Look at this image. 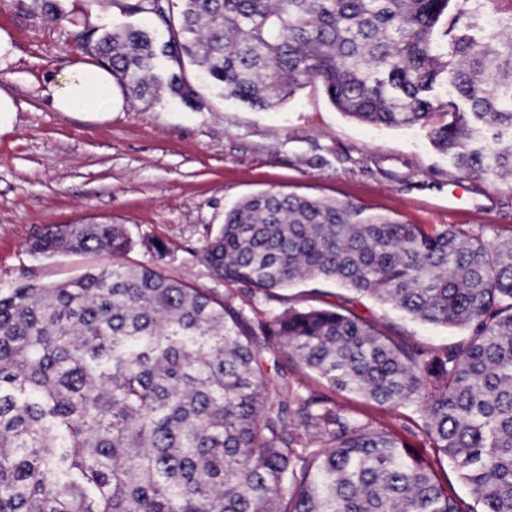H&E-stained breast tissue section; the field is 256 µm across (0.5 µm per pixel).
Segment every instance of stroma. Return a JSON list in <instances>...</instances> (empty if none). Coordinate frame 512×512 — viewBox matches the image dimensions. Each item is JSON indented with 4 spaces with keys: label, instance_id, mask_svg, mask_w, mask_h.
Listing matches in <instances>:
<instances>
[{
    "label": "stroma",
    "instance_id": "1",
    "mask_svg": "<svg viewBox=\"0 0 512 512\" xmlns=\"http://www.w3.org/2000/svg\"><path fill=\"white\" fill-rule=\"evenodd\" d=\"M52 3L48 9L0 0V29L15 49L0 59V92L17 105L11 129L0 132V291L64 281L103 263L100 255L31 256L27 245L46 225L112 223L132 240L123 263L158 264L191 287L251 304L257 319L271 320L291 304L338 302L345 289L312 282L271 299L250 297L217 280L203 261L225 213L267 191L350 201L404 224H458L489 239L512 230V186L460 178L433 148L430 132L445 122L442 113L423 126L377 127L338 112L316 83L257 112L200 82L197 108L170 98L148 106L123 91L106 120L56 111L47 92L56 74L97 59L82 33L126 21L150 28L154 18L123 15L114 0ZM156 243L164 254L153 251ZM355 310L383 334L429 349L454 345L463 334L412 321L370 298L359 299ZM288 376L300 392L326 395L341 413L393 430L431 463L450 495L473 506L454 465L423 434L416 406L379 405L293 362Z\"/></svg>",
    "mask_w": 512,
    "mask_h": 512
}]
</instances>
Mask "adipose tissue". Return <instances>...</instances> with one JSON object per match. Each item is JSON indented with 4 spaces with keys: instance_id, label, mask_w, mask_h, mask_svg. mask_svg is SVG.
<instances>
[{
    "instance_id": "1",
    "label": "adipose tissue",
    "mask_w": 512,
    "mask_h": 512,
    "mask_svg": "<svg viewBox=\"0 0 512 512\" xmlns=\"http://www.w3.org/2000/svg\"><path fill=\"white\" fill-rule=\"evenodd\" d=\"M51 91L56 111L77 112L94 120L112 114L114 80L109 68L92 62L75 63L57 77Z\"/></svg>"
}]
</instances>
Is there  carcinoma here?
<instances>
[{
	"instance_id": "obj_1",
	"label": "carcinoma",
	"mask_w": 512,
	"mask_h": 512,
	"mask_svg": "<svg viewBox=\"0 0 512 512\" xmlns=\"http://www.w3.org/2000/svg\"><path fill=\"white\" fill-rule=\"evenodd\" d=\"M448 29L434 38L448 9ZM497 0H120L157 29L122 24L94 40L136 99H196L185 61L258 112L309 82L357 121L426 122L463 176L512 182V17ZM493 18L468 34L476 15ZM455 100L434 96L438 85ZM120 224H51L34 257L106 254L59 283L0 292V512H512V235L427 228L352 202L281 192L225 213L202 258L226 285L266 297L331 283L423 323L460 327L431 350L353 311L288 307L253 321L232 299L158 266L125 265ZM281 347L342 387L416 405L432 447L477 507L448 495L393 431L302 394Z\"/></svg>"
}]
</instances>
